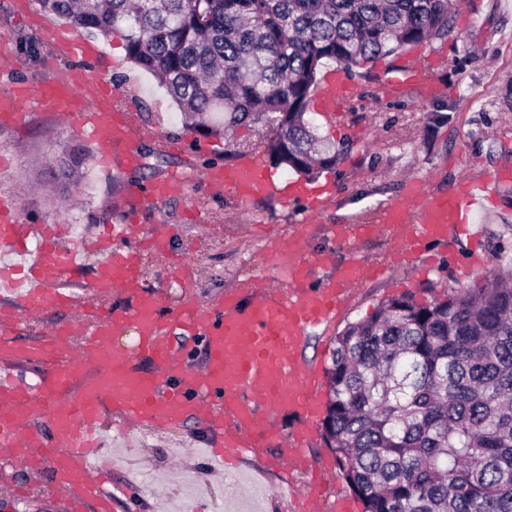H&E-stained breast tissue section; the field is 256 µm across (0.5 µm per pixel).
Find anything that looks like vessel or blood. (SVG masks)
<instances>
[{
  "instance_id": "1",
  "label": "vessel or blood",
  "mask_w": 512,
  "mask_h": 512,
  "mask_svg": "<svg viewBox=\"0 0 512 512\" xmlns=\"http://www.w3.org/2000/svg\"><path fill=\"white\" fill-rule=\"evenodd\" d=\"M429 80L412 64L388 78L395 86ZM355 94L345 76L328 74L317 91L320 110L334 115ZM48 97L69 126L100 137L104 159L133 137L126 114L113 112L111 98H100L88 112L65 84L48 91L18 85L1 93L0 122L24 120L21 100ZM202 176L210 190L229 187L243 198L277 191L271 174L252 159L231 168L206 167ZM510 178L512 171L500 170L462 181L447 195L409 183L407 198L419 202L418 211L391 204L354 231L362 236L389 232L398 244L396 257L410 258L420 241L468 233L473 206ZM178 181L175 175L156 181L138 198L161 203ZM35 240L41 247L33 251L29 245ZM302 242L292 235L285 243L296 260L285 268L283 290L257 293L256 278L248 277L216 302L189 298L166 311L156 293L140 287L142 245L130 239L126 226L64 241L58 225L24 223L17 208L1 204L0 255L29 251L33 257L26 273L0 268V454L48 472L68 512H112L119 498L130 497V490H111L110 465L94 461L101 452L99 431L130 423L177 433L195 418L215 435L207 454L216 464L262 453L267 469L289 473L303 467L319 410L320 381L300 352L309 329L329 321L338 297L359 286L365 270L357 263L346 265L329 286L313 289L310 265L300 257ZM93 254L99 261L88 288L75 292L73 277ZM58 310L69 312L76 331L55 326L32 345L11 340L28 320ZM131 334L136 337L132 345L127 342ZM179 335L199 340L200 365H193L189 350L176 343ZM30 359L44 370L28 381L17 368ZM281 413L302 421L285 444L268 422ZM308 486L307 492L291 494L297 512H319L322 505L321 477L312 476Z\"/></svg>"
}]
</instances>
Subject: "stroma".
<instances>
[{"instance_id":"obj_1","label":"stroma","mask_w":512,"mask_h":512,"mask_svg":"<svg viewBox=\"0 0 512 512\" xmlns=\"http://www.w3.org/2000/svg\"><path fill=\"white\" fill-rule=\"evenodd\" d=\"M18 2L0 0V88L70 83L83 71L98 76L115 95V107L136 119L141 137L132 146L140 163H103L96 141L62 125L51 107L25 102L22 123L0 124V198L15 201L29 224H83L98 233L107 224L132 222L143 235L159 224L176 226L163 249L145 255L144 284L161 290L166 305L185 297L174 263L187 253L195 260L194 297L200 302L231 293L246 275L282 282L284 272L270 249L308 221L303 256L314 264L312 286L327 285L337 267L354 262L384 267L341 298L331 323L310 329L303 356L322 376L337 336L349 323L370 316L383 298L410 293L427 302L476 291L512 264V180L500 184L494 199L476 212L473 236L450 246L422 245L423 259L432 261L426 270L422 259L391 262L385 239L342 241L333 233L334 226L371 209L404 201L408 181L448 194L461 179L512 167V0H460L447 38L406 48V56L429 72L433 88H387L383 74L398 65L394 56L366 71L354 69L349 78L358 94L336 118L308 112L321 137L348 140L335 167L321 171L303 196L249 200L229 188L210 194L201 173L208 164L267 159L264 141L251 128L218 138L188 131L157 80L129 60L122 39L48 18L38 0H26L24 11ZM70 153L82 159L81 177L63 187L44 167L51 157ZM175 172L184 174V182L163 205L131 213L132 191ZM475 254L485 256V265L465 270ZM211 439L195 421L175 437L147 429L104 434L105 447L127 460L117 481L131 482L136 473L149 477L139 502H120L114 512H216L217 504L231 499L230 477L255 498L258 512H295L281 492L283 477L265 470L261 457L226 465L225 482L211 481V462L200 453ZM0 512L65 509L48 476L32 478L0 459Z\"/></svg>"}]
</instances>
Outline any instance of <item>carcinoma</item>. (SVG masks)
Returning a JSON list of instances; mask_svg holds the SVG:
<instances>
[{
	"label": "carcinoma",
	"instance_id": "carcinoma-1",
	"mask_svg": "<svg viewBox=\"0 0 512 512\" xmlns=\"http://www.w3.org/2000/svg\"><path fill=\"white\" fill-rule=\"evenodd\" d=\"M125 42L202 136L261 123L312 179L347 147L305 119L326 62L347 72L445 38L459 0H38ZM81 158L56 160L55 178ZM512 267L477 293L382 299L336 339L324 441L364 512H512Z\"/></svg>",
	"mask_w": 512,
	"mask_h": 512
}]
</instances>
